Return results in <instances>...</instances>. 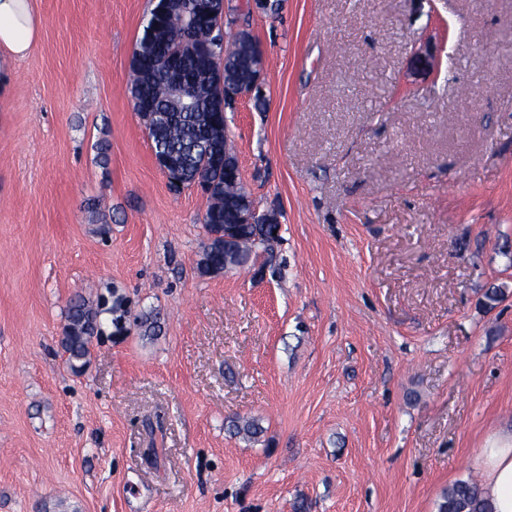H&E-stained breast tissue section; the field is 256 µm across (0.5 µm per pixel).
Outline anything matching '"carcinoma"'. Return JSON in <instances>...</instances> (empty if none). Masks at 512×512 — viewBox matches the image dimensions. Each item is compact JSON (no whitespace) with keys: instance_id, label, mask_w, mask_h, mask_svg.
Wrapping results in <instances>:
<instances>
[{"instance_id":"cac0c4a2","label":"carcinoma","mask_w":512,"mask_h":512,"mask_svg":"<svg viewBox=\"0 0 512 512\" xmlns=\"http://www.w3.org/2000/svg\"><path fill=\"white\" fill-rule=\"evenodd\" d=\"M198 38L209 43L210 51L206 60L196 55H186L187 69L193 76L200 75L203 64L214 68V60L224 58V82L231 87L247 80L258 64L261 54L257 41L250 32L241 28L227 34L225 43L214 41L210 37L212 27L222 24L218 18L204 14L199 17ZM185 32L179 15H170L158 23L152 31L143 33L137 42L144 52L145 59L132 66L130 84L131 97L146 99L153 106L156 119L160 124V134L154 136L152 145L173 155L180 163L183 174L189 176L205 165L207 149L219 147L228 160L237 159L233 145L228 137L226 118L220 112H208L205 104L197 106L194 112H170L167 105V72L161 60L170 52L179 49L184 41ZM211 120H206L205 113ZM212 178L218 180V189L207 195L208 207L204 215L205 228L212 237L199 261L203 274H218L248 263L259 247L271 252L270 225L262 221L258 214L252 224L244 223L247 210L241 207L246 196L240 172L229 166L227 170L213 172ZM232 224L237 228L229 240H224V225ZM99 311L84 300L71 302L64 327L62 348L72 371L79 373L86 365L90 353L92 337L101 331L98 320ZM229 429L236 435L256 439L263 429L254 419L235 418L230 420ZM438 512H493L491 504L483 497L481 486L474 480H460L448 488L438 504Z\"/></svg>"}]
</instances>
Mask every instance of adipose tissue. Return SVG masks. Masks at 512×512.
I'll return each instance as SVG.
<instances>
[{"label": "adipose tissue", "instance_id": "ef3b65f1", "mask_svg": "<svg viewBox=\"0 0 512 512\" xmlns=\"http://www.w3.org/2000/svg\"><path fill=\"white\" fill-rule=\"evenodd\" d=\"M41 29L35 0H0V76L10 77L14 65L36 50ZM474 464L482 473V489L494 512H512V433L488 439Z\"/></svg>", "mask_w": 512, "mask_h": 512}]
</instances>
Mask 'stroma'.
<instances>
[{
  "instance_id": "stroma-1",
  "label": "stroma",
  "mask_w": 512,
  "mask_h": 512,
  "mask_svg": "<svg viewBox=\"0 0 512 512\" xmlns=\"http://www.w3.org/2000/svg\"><path fill=\"white\" fill-rule=\"evenodd\" d=\"M156 2L37 0L0 92V512H438L512 429V0H225L266 60L229 136L282 233L211 276L128 92ZM99 315L97 309L82 299L72 301L69 306L61 344L67 356L66 360L75 373L81 372L85 367L91 339L101 331Z\"/></svg>"
}]
</instances>
